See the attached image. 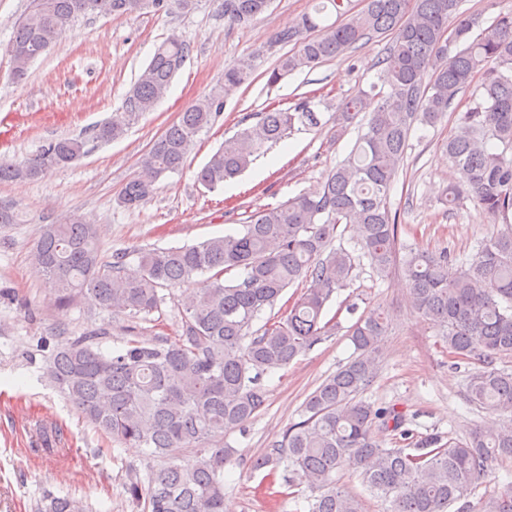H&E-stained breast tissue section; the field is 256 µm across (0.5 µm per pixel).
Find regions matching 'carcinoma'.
<instances>
[{
    "instance_id": "cac0c4a2",
    "label": "carcinoma",
    "mask_w": 512,
    "mask_h": 512,
    "mask_svg": "<svg viewBox=\"0 0 512 512\" xmlns=\"http://www.w3.org/2000/svg\"><path fill=\"white\" fill-rule=\"evenodd\" d=\"M163 0H28L14 23L8 46L13 78L21 82L31 64L50 51L73 20L89 13L133 14L158 10ZM270 0H223L224 19L247 25ZM463 0H314L312 11L278 31L274 43L291 49L265 72L274 86L289 74L312 69L384 36L379 81L340 105L344 130L358 123L348 155L320 187L274 207L252 212L236 235L183 247L140 253L131 267L125 255H106L95 226L73 212L44 224L32 260L41 269L58 310L84 305L95 310L146 315L158 310L160 291L181 287L198 275L207 284L179 301L182 334L147 340L136 322L126 326L124 347L106 355L98 333L59 336L46 357V374L75 410L113 440L146 448L160 463L142 477L129 475L128 491L144 499L145 512H224V470L235 451L219 437L242 432L265 408L264 376L296 359L339 330L327 315L333 295L352 280L355 257L333 247L340 226H353L356 244L384 280L401 267L412 307L431 324L456 363L475 360L465 396L473 408L507 416L497 429L472 430L464 438L440 432L425 436L404 429L403 413L376 407L364 394L377 378L381 346L390 320L385 308L366 309L349 329L355 355L327 377L303 404L302 420L249 463L263 473L273 501L292 499L303 512H363L360 495L339 483L348 474L364 491L389 503L388 512H471L469 496L487 486L498 462L512 459V373L497 361L512 355V9L483 26L481 14L461 10ZM336 20L324 23L326 16ZM480 29L474 34V29ZM190 52L172 36L155 50L128 91L122 111L94 126L92 140L121 138L140 116L163 99ZM253 60L224 69L207 96L180 114L150 145L141 165L148 178L129 181L123 203L135 208L163 175L180 171L197 135L210 127L224 101L251 82ZM482 78L469 106L456 98ZM366 116H360V113ZM453 115L455 131L444 149L464 185L452 186L443 203L471 199L503 230L471 258L456 262L448 251L400 253L390 192L403 165L414 124L434 126ZM312 100L260 113L240 128L196 173L208 190L247 170L267 145L288 133L316 128ZM86 141L53 140L19 162H0V181H32L85 153ZM306 288L282 316L253 323L297 281ZM403 437L384 448L374 430ZM185 448L193 459L174 463ZM305 485L307 492L298 490ZM34 512H85L84 505L48 492ZM480 512H512V483L485 492Z\"/></svg>"
}]
</instances>
